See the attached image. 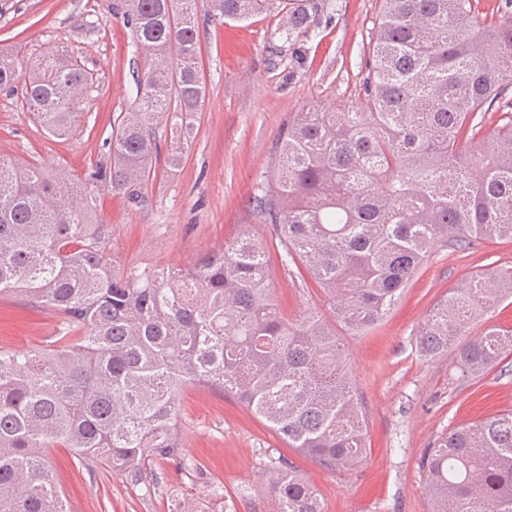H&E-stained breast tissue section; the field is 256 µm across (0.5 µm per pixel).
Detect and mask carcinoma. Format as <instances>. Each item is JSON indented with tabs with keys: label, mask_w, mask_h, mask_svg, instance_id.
Returning <instances> with one entry per match:
<instances>
[{
	"label": "carcinoma",
	"mask_w": 512,
	"mask_h": 512,
	"mask_svg": "<svg viewBox=\"0 0 512 512\" xmlns=\"http://www.w3.org/2000/svg\"><path fill=\"white\" fill-rule=\"evenodd\" d=\"M199 0H113L131 30L135 105L110 120L108 158L85 180L0 158V296L45 305L75 336L38 354L0 351V512H68L52 448L151 485L149 454H173L176 395L220 388L263 418L288 447L331 469L366 453V424L345 347L309 315L290 324L272 298L269 248L303 266L340 321L360 333L395 306L433 246L512 239V0H382L364 55L366 112L294 113L278 163L254 196L275 225L269 245L247 233L187 268L112 259L97 219L108 193L133 205L156 175L160 132L168 169L182 163L205 100ZM277 0H204L212 20L247 21ZM328 0H291L278 31L310 36ZM95 77L70 55L25 67L0 56V92L64 139L75 98ZM498 112L486 127V113ZM512 304V266L479 271L430 310L418 347L456 346L462 376L512 355V329L471 325ZM420 465L431 512H512V412L452 429ZM267 486L277 512H323L314 488L278 466Z\"/></svg>",
	"instance_id": "carcinoma-1"
}]
</instances>
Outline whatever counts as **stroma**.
I'll return each mask as SVG.
<instances>
[{"label":"stroma","mask_w":512,"mask_h":512,"mask_svg":"<svg viewBox=\"0 0 512 512\" xmlns=\"http://www.w3.org/2000/svg\"><path fill=\"white\" fill-rule=\"evenodd\" d=\"M379 0H332L309 37L277 43L285 13L247 22L198 16L200 75L206 86L196 133L179 169L157 166L147 201L135 207L106 198L98 214L111 229L117 265L183 267L224 239L248 232L274 237L253 197L275 163L280 132L308 105L364 112L361 55ZM67 50L96 81L67 140L50 137L22 105L0 93V158L35 159L81 176L106 157L112 115L135 97L131 33L112 13V0H0V50ZM512 265V240L475 249L437 243L401 300L359 336L337 322L314 283L293 282L279 261L270 266L280 314L294 322L316 313L350 356L351 374L367 419L366 454L356 468L330 470L288 447L235 398L217 388L187 387L175 405L177 449L151 458L154 492L134 485L70 449L51 454L55 480L70 512H275L266 470L286 462L317 491L324 512H430L420 458L445 430L512 411V357L485 375L463 378L455 350L427 357L416 335L433 305L478 270ZM62 320L14 295L0 296V350L35 353L59 336ZM221 487L223 498L210 490Z\"/></svg>","instance_id":"35a3bbf8"}]
</instances>
